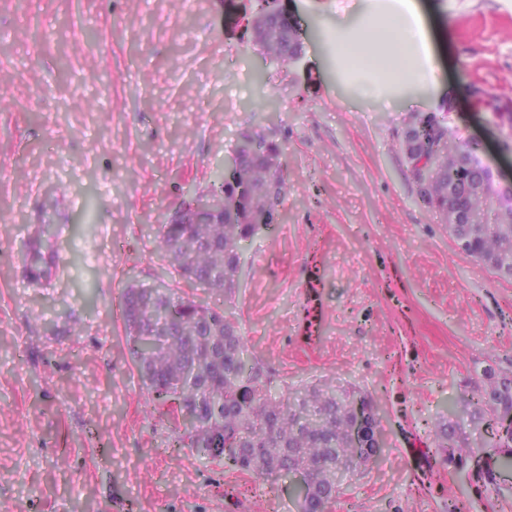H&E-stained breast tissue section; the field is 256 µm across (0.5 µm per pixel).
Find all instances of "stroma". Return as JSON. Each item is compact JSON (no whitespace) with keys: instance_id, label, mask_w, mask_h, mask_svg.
<instances>
[{"instance_id":"1","label":"stroma","mask_w":512,"mask_h":512,"mask_svg":"<svg viewBox=\"0 0 512 512\" xmlns=\"http://www.w3.org/2000/svg\"><path fill=\"white\" fill-rule=\"evenodd\" d=\"M416 2L434 78L411 84L392 53L350 64L333 39L395 0H281L290 64L244 34L256 0H0V512H299L287 481L173 447L126 346L133 283L224 310L277 391L371 402L385 446L330 512H512L495 450L456 470L437 436L485 369L512 377V280L458 248L403 148L435 112L512 173V123L470 97L512 91V0ZM246 131L279 144L285 190L220 294L155 235Z\"/></svg>"}]
</instances>
